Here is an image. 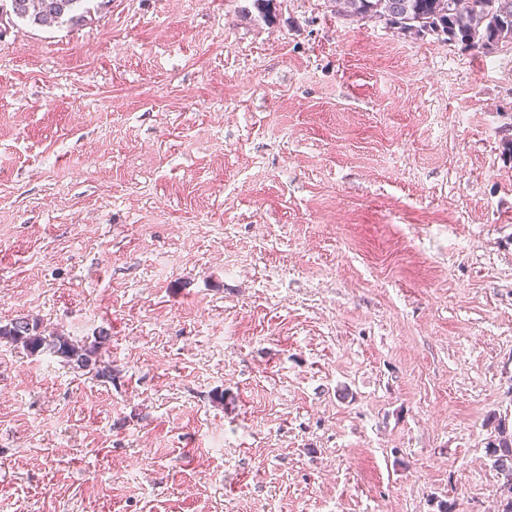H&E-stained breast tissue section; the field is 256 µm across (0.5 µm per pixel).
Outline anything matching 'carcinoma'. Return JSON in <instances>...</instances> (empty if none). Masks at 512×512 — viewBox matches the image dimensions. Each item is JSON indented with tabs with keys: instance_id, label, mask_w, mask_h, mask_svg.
Listing matches in <instances>:
<instances>
[{
	"instance_id": "carcinoma-1",
	"label": "carcinoma",
	"mask_w": 512,
	"mask_h": 512,
	"mask_svg": "<svg viewBox=\"0 0 512 512\" xmlns=\"http://www.w3.org/2000/svg\"><path fill=\"white\" fill-rule=\"evenodd\" d=\"M91 0H0L6 13L33 25L79 23L89 13ZM334 12L352 20L395 21L409 34L433 33L449 42L489 52L512 44V0H330ZM22 346L31 354L47 350L100 380L112 379L110 366L101 363L98 349L73 343L62 335L45 336L38 322L25 317L0 325V342ZM493 448L494 467L505 475L512 494V433L499 429Z\"/></svg>"
}]
</instances>
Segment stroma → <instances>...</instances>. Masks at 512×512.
Listing matches in <instances>:
<instances>
[{
	"label": "stroma",
	"instance_id": "35a3bbf8",
	"mask_svg": "<svg viewBox=\"0 0 512 512\" xmlns=\"http://www.w3.org/2000/svg\"><path fill=\"white\" fill-rule=\"evenodd\" d=\"M273 5L0 23V512H501L512 44ZM6 341L15 346L21 345L30 354L48 349L67 362H72L78 369L94 371V377L100 380H111L112 370L98 358V349L94 345L74 344L66 336H44L37 321L21 317L9 324L0 325V342Z\"/></svg>",
	"mask_w": 512,
	"mask_h": 512
}]
</instances>
